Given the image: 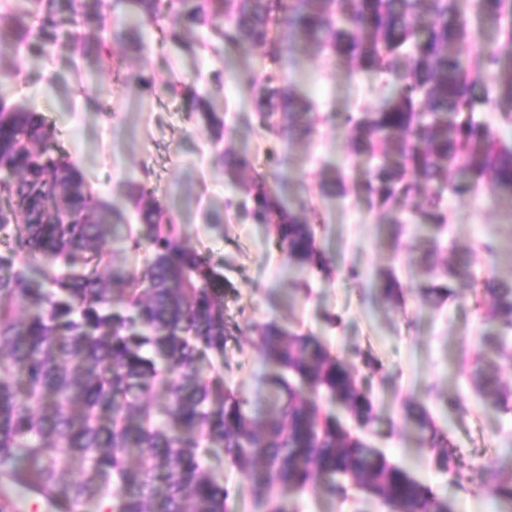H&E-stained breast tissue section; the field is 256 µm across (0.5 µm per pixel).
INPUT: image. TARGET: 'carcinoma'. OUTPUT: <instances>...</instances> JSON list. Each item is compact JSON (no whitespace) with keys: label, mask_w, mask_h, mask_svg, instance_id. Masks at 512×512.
<instances>
[{"label":"carcinoma","mask_w":512,"mask_h":512,"mask_svg":"<svg viewBox=\"0 0 512 512\" xmlns=\"http://www.w3.org/2000/svg\"><path fill=\"white\" fill-rule=\"evenodd\" d=\"M11 43L44 59L78 42V0H13ZM141 27L161 18L183 28L204 26L214 52L226 45L262 47L274 27L288 29L291 50L327 51L356 68L391 78L382 102L347 116L355 151L375 158L368 195L386 207L416 194L455 169L468 184L487 183L512 200V141L489 124L461 117L476 101L512 108V61L476 47L469 19L455 0H115ZM479 12L509 20L512 0H480ZM119 44L142 39L127 24L112 28ZM99 59L119 72L108 38ZM496 69L479 86L473 72ZM253 89L260 125L290 139L311 131V103L276 74L243 77ZM124 81L155 91L152 76ZM210 132L215 158L239 182L238 208L264 224L288 264L327 276L330 261L317 244L304 206L289 204L268 186L251 156L224 149V113L208 93L184 91ZM43 114L0 103V487L34 494L50 512H231L233 489L209 468L221 450L248 479L254 512H288L284 497L314 490L333 496L353 489L388 512H455L448 497L390 462L355 430L378 419L361 368L377 359L355 352L347 360L321 337L295 333L272 319L259 327L262 360L279 372L267 380L259 416L220 379L204 377V360L224 361L228 343L244 333L224 316L235 285L190 245L171 222L155 188L128 182V200L147 233L124 237L123 251H145L129 269L104 246L123 213L88 186L68 152L50 145ZM41 286L34 285L32 262ZM445 281L413 285L420 296L444 300L453 283L472 279L469 257L444 267ZM378 294L400 304L404 288L391 272L375 282ZM499 324L512 331V281L482 280ZM494 365L478 364L471 379L488 407L509 409ZM413 419L421 445L438 466L456 469L447 434L425 407ZM342 410L347 420L336 415ZM500 512H512V475L472 469Z\"/></svg>","instance_id":"carcinoma-1"}]
</instances>
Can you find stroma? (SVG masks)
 <instances>
[{"label": "stroma", "instance_id": "35a3bbf8", "mask_svg": "<svg viewBox=\"0 0 512 512\" xmlns=\"http://www.w3.org/2000/svg\"><path fill=\"white\" fill-rule=\"evenodd\" d=\"M9 3L0 0V68L17 73L7 103L33 107L45 116L53 127V145L69 152L92 189L120 209L126 223L136 221L127 200L128 181L144 180L156 188L187 241L236 285L224 299L226 318L244 330L225 355L233 366L228 375L233 388L253 408L263 409L262 380L272 367L260 357L257 328L272 319L296 332L313 331L333 352H371L380 367L360 374L379 415L369 442L448 496L458 512H496L468 477L475 467L512 471V410L483 406L469 373L478 357L502 365V382L512 393V334L495 338L499 326L490 306H475L471 288L432 302L409 287L428 275L421 257L423 240L430 236L439 243L436 269L466 252L476 278L491 271L512 280V210L496 205L486 186L458 188L454 175L391 208L372 202L365 192L372 163L353 152L345 118L378 105L387 93L385 80L324 53H287L286 28H278L267 47L228 45L213 53L202 48L207 29L186 34L181 45L170 40L172 23L165 20L143 28L144 50L113 46L127 73L145 70L161 81L200 88L213 72L224 73V87L212 100L225 118V145L254 156L286 201L308 203L306 217L333 269L326 277L308 276L285 261L266 226L232 208L241 196L238 185L215 162L209 133L189 101L161 87L141 92L102 67L92 44L100 0H83L80 52L61 47L37 63L8 39ZM273 69L282 70L287 83L314 106L307 138L281 139L257 126L248 81ZM331 175L342 180V192L322 193L320 181ZM435 196L448 216L438 231L426 216ZM352 267L360 278H349ZM383 271L393 272L406 287L402 305L375 297L372 283ZM304 278L311 282L307 294L295 289ZM330 315L339 316L340 325L329 326ZM412 397L447 432L458 475L439 470L415 425L402 419L401 404ZM454 399L460 408L451 407ZM288 507L290 512H386L375 500L354 493L340 499L323 488L289 494Z\"/></svg>", "mask_w": 512, "mask_h": 512}]
</instances>
